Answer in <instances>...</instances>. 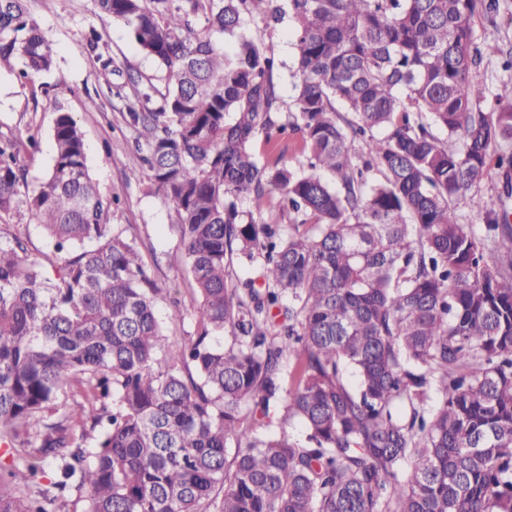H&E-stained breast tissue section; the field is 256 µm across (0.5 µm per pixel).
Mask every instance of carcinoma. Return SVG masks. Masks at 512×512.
<instances>
[{
	"label": "carcinoma",
	"instance_id": "carcinoma-1",
	"mask_svg": "<svg viewBox=\"0 0 512 512\" xmlns=\"http://www.w3.org/2000/svg\"><path fill=\"white\" fill-rule=\"evenodd\" d=\"M96 5L164 68L165 92L122 96L129 177L174 212L195 331L170 344L69 113L36 185L38 139L0 141V215L27 212L55 267L0 226V512H512V81L491 109L477 78L491 57L512 72V47L473 27L512 3ZM286 15L289 108L249 28ZM2 62L52 66L27 0H0ZM288 131L295 164L254 150ZM274 193L286 230L261 219Z\"/></svg>",
	"mask_w": 512,
	"mask_h": 512
}]
</instances>
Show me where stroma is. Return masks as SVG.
<instances>
[{"mask_svg": "<svg viewBox=\"0 0 512 512\" xmlns=\"http://www.w3.org/2000/svg\"><path fill=\"white\" fill-rule=\"evenodd\" d=\"M54 50V64L34 81L19 79L0 66V137L35 135L40 149L26 158L27 179L36 183L53 157L51 129L57 113L73 115L84 133L89 173L104 198L113 202L111 223L133 239L161 294L156 315L170 343L179 344L195 330L192 279L169 257L179 247L174 213L152 189L148 177L126 180L134 160L133 134L123 119L121 98L111 95L97 75L95 55L86 42L90 29H103L114 68L164 88L159 63L143 52L126 27L102 23L94 0H28ZM291 20L264 33V44L280 63L275 75L285 105H292L295 79Z\"/></svg>", "mask_w": 512, "mask_h": 512, "instance_id": "obj_1", "label": "stroma"}]
</instances>
